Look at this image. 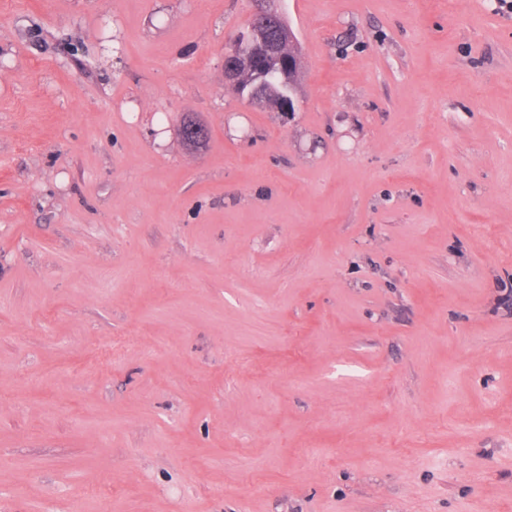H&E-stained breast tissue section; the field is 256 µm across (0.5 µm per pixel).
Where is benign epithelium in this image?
<instances>
[{"label":"benign epithelium","mask_w":512,"mask_h":512,"mask_svg":"<svg viewBox=\"0 0 512 512\" xmlns=\"http://www.w3.org/2000/svg\"><path fill=\"white\" fill-rule=\"evenodd\" d=\"M278 2L260 0L255 16L224 53V84L240 94H252V89L241 83L242 75L248 71L258 85L266 81L274 68L281 71L283 81L291 79L295 59L288 55V49L296 44L297 37Z\"/></svg>","instance_id":"7a95c632"}]
</instances>
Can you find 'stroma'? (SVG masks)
<instances>
[{
  "instance_id": "35a3bbf8",
  "label": "stroma",
  "mask_w": 512,
  "mask_h": 512,
  "mask_svg": "<svg viewBox=\"0 0 512 512\" xmlns=\"http://www.w3.org/2000/svg\"><path fill=\"white\" fill-rule=\"evenodd\" d=\"M257 6L0 0V512H512V13ZM279 0H260L255 16L233 39L224 53V84L236 89L238 94L247 91L252 100V88L241 83L242 75L252 73L253 83L262 84L270 76L273 68H279L283 81L290 82L295 59L288 57V49L297 42L296 34L285 20L278 7ZM275 32L272 36L271 33ZM288 62V63H287ZM287 92L277 77L255 89V97L260 101L275 98Z\"/></svg>"
}]
</instances>
